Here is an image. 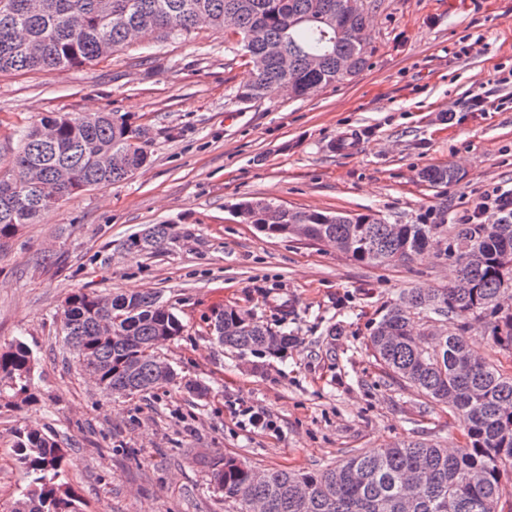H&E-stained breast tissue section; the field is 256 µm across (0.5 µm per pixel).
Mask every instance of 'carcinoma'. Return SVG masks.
Here are the masks:
<instances>
[{"label":"carcinoma","instance_id":"carcinoma-1","mask_svg":"<svg viewBox=\"0 0 512 512\" xmlns=\"http://www.w3.org/2000/svg\"><path fill=\"white\" fill-rule=\"evenodd\" d=\"M0 0V73L81 66L149 38L186 36L205 24L226 28L228 17L253 67L237 98L256 102L292 85L306 97L341 84L367 68L374 47L365 12L342 14L343 0ZM0 178V241L34 224L64 199L92 187L123 182L148 162L147 131L110 112L55 115L23 128ZM432 185L457 179L449 166L422 171ZM241 218L269 237L291 236L301 224L313 239L336 240L342 252L372 266L413 261L442 240V224L388 223L376 213H322L264 199L240 204ZM458 224L445 253L456 254L458 275L446 288H411L384 310L369 336L372 355L388 375L444 404L463 426L464 444L452 451L423 438L368 453L353 452L319 470H265L234 457L213 468L210 482L235 512L258 501L265 512H501L502 478L512 473V371L471 351L455 330L491 316L493 352L512 350V317L495 315L498 296L512 292V221ZM174 239L168 224H152L127 239L130 253L154 251ZM437 317L447 334L431 344L416 323ZM220 344L260 357L284 354L294 338L274 333L232 307L211 317ZM75 356L89 351L104 388L141 394L180 384L172 365L161 367L157 348L180 336L183 325L157 293L99 294L82 289L66 299L61 318ZM36 400L35 360L17 338L0 347V406L21 409ZM13 452L29 477L12 512H80L58 477L69 464L52 435L15 431Z\"/></svg>","mask_w":512,"mask_h":512}]
</instances>
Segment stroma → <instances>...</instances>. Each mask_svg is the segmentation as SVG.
<instances>
[{"instance_id":"1","label":"stroma","mask_w":512,"mask_h":512,"mask_svg":"<svg viewBox=\"0 0 512 512\" xmlns=\"http://www.w3.org/2000/svg\"><path fill=\"white\" fill-rule=\"evenodd\" d=\"M367 69L304 98L241 102L252 66L237 37L208 27L118 49L58 71L0 74V177L17 133L54 113L112 112L147 129L149 163L130 179L63 201L0 246V346L23 338L36 404L0 409V512L25 485L12 452L29 425L57 435L61 477L84 512H225L209 474L233 456L257 470H315L355 451L428 438L462 443L447 407L386 374L368 336L408 288H445L454 259L359 263L243 223L238 203L426 215L462 223L488 186H512V0H372ZM484 100L471 106L473 97ZM451 165L455 182L422 181ZM147 224L171 225L163 249L130 253ZM158 293L183 325L159 351L207 398L160 388L107 397L61 342L72 291ZM248 312L294 336L287 354L240 356L208 337L214 310ZM270 428H252L246 408Z\"/></svg>"}]
</instances>
